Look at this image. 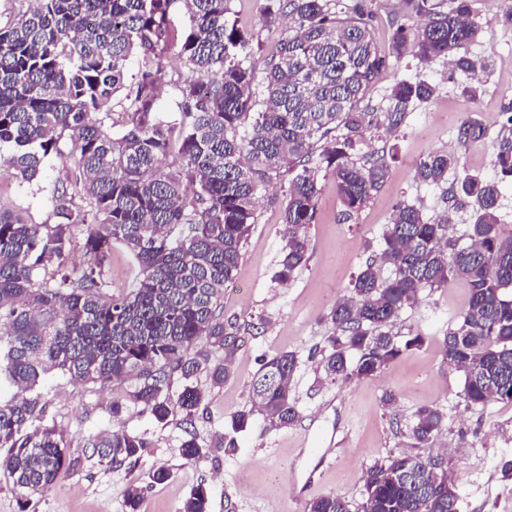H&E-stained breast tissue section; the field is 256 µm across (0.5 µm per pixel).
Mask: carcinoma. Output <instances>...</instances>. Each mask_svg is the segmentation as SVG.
I'll use <instances>...</instances> for the list:
<instances>
[{
    "label": "carcinoma",
    "instance_id": "obj_1",
    "mask_svg": "<svg viewBox=\"0 0 512 512\" xmlns=\"http://www.w3.org/2000/svg\"><path fill=\"white\" fill-rule=\"evenodd\" d=\"M25 10L0 25V166L30 182L50 155L71 161L68 184L56 189L54 222L35 224L0 203V472L26 509L63 472L80 465L62 432L45 423L41 389L56 370L80 384H123L125 401L159 424H178L182 456L208 458L195 420L208 411L194 386L206 373L215 386L232 376L233 357L260 326L224 319V285L238 274L242 248L256 224L259 194L287 180L280 203L282 247L274 278L282 284L306 266L307 227L314 220L320 178L330 176L348 217L359 212L389 175L386 149L361 152L369 134H392L437 85L397 81L385 111L369 94L389 58L423 65L445 59L476 77L486 69L469 53L481 24L471 0L438 9L415 0L417 32L397 25L388 49L373 34L372 0H270L262 15L271 28L286 19L258 91L252 47L229 23L231 0H25ZM190 14L181 35L177 4ZM188 76L162 67L171 48ZM136 56L139 76L126 65ZM174 88L178 111L159 104ZM261 110L254 111L255 106ZM467 145L486 136L468 119L459 126ZM498 175L459 169V160L432 153L415 177L438 184L457 171L455 205L473 213L460 247L449 237V214L426 216L414 204L396 206L384 244L367 257L350 295L326 315L332 325L320 366L333 381L368 378L405 351L419 334H393L400 312L421 292L466 282L469 300L443 340V353L464 375L472 403L512 402V230L499 209L512 182V136L494 147ZM137 269L131 284L112 292V251ZM391 276L381 275L383 267ZM292 352L265 357L251 382V407L231 417L220 446L237 449L234 434L254 413L271 429L300 418L291 381ZM183 391L172 393L174 380ZM443 414L419 408L409 427L412 450L377 462L364 473L362 512H459V496L437 459L419 452L441 431ZM150 443L125 428L87 443L91 455L133 471ZM182 512H210L206 487L185 499ZM309 512H351L335 494L309 503Z\"/></svg>",
    "mask_w": 512,
    "mask_h": 512
}]
</instances>
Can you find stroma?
I'll list each match as a JSON object with an SVG mask.
<instances>
[{"label": "stroma", "mask_w": 512, "mask_h": 512, "mask_svg": "<svg viewBox=\"0 0 512 512\" xmlns=\"http://www.w3.org/2000/svg\"><path fill=\"white\" fill-rule=\"evenodd\" d=\"M268 0H231L229 19L258 46L252 62L263 74L271 50L281 36L280 28H265L260 18ZM376 11L373 36L387 49L398 22L416 25L412 0H373ZM475 19L482 31L470 53L488 64L478 76L476 99L461 93L463 75L447 61L428 65L406 58L391 62L374 85V104L385 105L392 86L401 79H424L439 92L428 103L416 106L406 123L386 143L394 148L387 181L352 220L343 221L342 205L332 179H322L317 214L308 227L309 261L288 283L273 274L282 246L278 205L259 200L257 222L243 249L239 271L245 282L224 288V314L240 322H262L259 334L249 338L235 354L232 378L211 387L206 375L196 385L208 395L206 415L196 419L201 440L213 446L207 460L194 463L181 455L184 433L179 426L158 425L134 406L122 414L128 430L147 438L151 446L139 471L168 467L166 483L146 490L139 512H180L185 498L198 484L211 494V512H308L312 498L335 494L345 498L351 512H360L363 474L374 462L409 450L408 427L414 412L435 406L444 413L441 433L429 445L430 455L445 462L448 480L460 497V512H512V478L502 465L512 460V403L491 401L472 404L463 396L464 378L450 368L442 343L449 327L467 304L465 282L427 290L418 303L400 314L399 335H421L422 346L406 352L380 374L344 383L331 381L319 367V349L331 333L325 319L330 306L349 295L366 258L382 244L383 233L400 202L420 207L428 216L453 212L451 233L459 245L469 242L471 212L450 209L448 183L426 184L415 177L419 161L432 152L459 157L468 171L495 178L494 143L511 132L505 115L512 111V22H503L498 0H472ZM473 118L487 136L483 141L461 145V120ZM380 139L368 138L367 149L381 147ZM65 180L61 163L46 158L35 180L20 182L13 171L0 168V203L25 212L36 223L50 220L55 186ZM295 353L299 367L293 393L301 420L283 430H265L263 419L239 435L236 451L214 447L232 414L249 404L251 381L264 356ZM125 386L75 385L61 374L45 384L48 421L63 429L72 453L82 463L61 474L44 495L32 496L28 510L19 507L20 496L0 476V512H127L125 491L136 475L84 455L87 439L112 425L113 397ZM395 395L392 408H384L385 392ZM306 448H329L333 459L314 476L311 493L298 496L291 490L302 477Z\"/></svg>", "instance_id": "35a3bbf8"}]
</instances>
